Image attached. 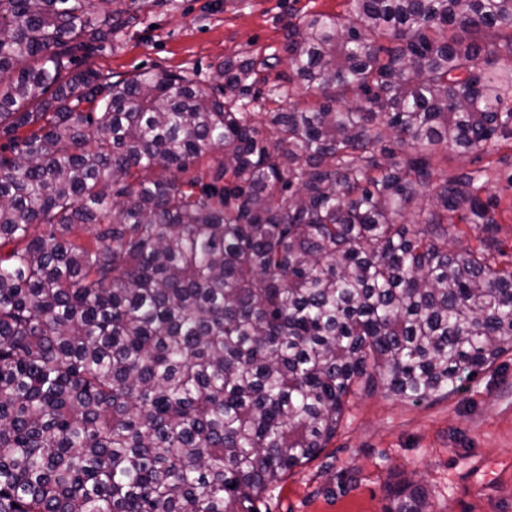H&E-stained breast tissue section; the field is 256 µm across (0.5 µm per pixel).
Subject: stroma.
Segmentation results:
<instances>
[{
    "label": "stroma",
    "mask_w": 512,
    "mask_h": 512,
    "mask_svg": "<svg viewBox=\"0 0 512 512\" xmlns=\"http://www.w3.org/2000/svg\"><path fill=\"white\" fill-rule=\"evenodd\" d=\"M344 10L345 0H146L81 66L113 79L171 72L208 84L226 58L279 53L288 23ZM486 164L512 257V144L489 158L449 153L446 170ZM406 483L422 485L435 512H512V355L425 402L360 391L327 448L264 503L267 512H384Z\"/></svg>",
    "instance_id": "1"
}]
</instances>
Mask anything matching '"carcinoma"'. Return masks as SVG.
I'll list each match as a JSON object with an SVG mask.
<instances>
[{
  "label": "carcinoma",
  "mask_w": 512,
  "mask_h": 512,
  "mask_svg": "<svg viewBox=\"0 0 512 512\" xmlns=\"http://www.w3.org/2000/svg\"><path fill=\"white\" fill-rule=\"evenodd\" d=\"M117 4L0 0V512H262L358 387L512 352L490 167L440 172L512 141V0H346L214 87L70 69ZM280 71H288V64L286 60H284L278 68L270 71L268 84L258 86V88L261 90V98L259 101H253L251 96H249L247 99H244V102L247 103L243 110L244 112H273L280 105L288 106V103L278 102V98L273 97V99H270L268 92V90L271 89L274 84L279 83L275 80V76L276 73ZM274 100H276V102Z\"/></svg>",
  "instance_id": "cac0c4a2"
}]
</instances>
